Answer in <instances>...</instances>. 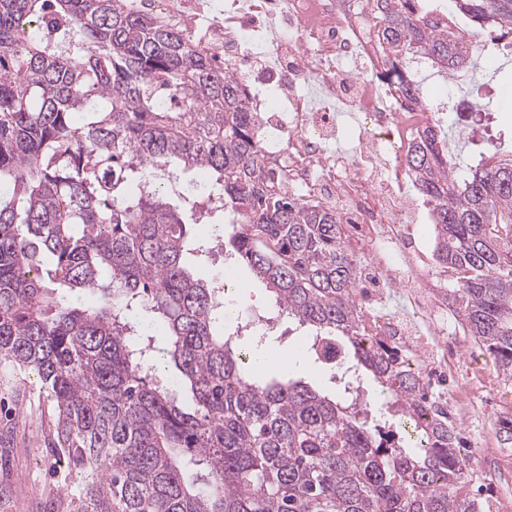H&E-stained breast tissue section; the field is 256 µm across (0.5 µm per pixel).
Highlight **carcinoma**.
Returning a JSON list of instances; mask_svg holds the SVG:
<instances>
[{
  "label": "carcinoma",
  "mask_w": 512,
  "mask_h": 512,
  "mask_svg": "<svg viewBox=\"0 0 512 512\" xmlns=\"http://www.w3.org/2000/svg\"><path fill=\"white\" fill-rule=\"evenodd\" d=\"M380 5L389 74L428 110L408 61L464 74L472 42L413 0ZM454 12L512 35V0ZM246 96L244 78L123 0H0V366L48 393L56 460L79 477L69 512H485L448 405L400 347L363 348L343 224L279 188ZM405 164L455 277L448 300L512 380V158L490 150L462 173L427 123ZM226 210L234 255L313 330L316 358L351 372L343 399L252 378L255 352L224 330V281L189 268L207 249L187 226ZM47 278L97 303L70 307ZM156 352L174 385L149 372ZM366 375L415 450L360 420Z\"/></svg>",
  "instance_id": "carcinoma-1"
}]
</instances>
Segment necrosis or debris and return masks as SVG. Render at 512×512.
Returning <instances> with one entry per match:
<instances>
[{"label":"necrosis or debris","mask_w":512,"mask_h":512,"mask_svg":"<svg viewBox=\"0 0 512 512\" xmlns=\"http://www.w3.org/2000/svg\"><path fill=\"white\" fill-rule=\"evenodd\" d=\"M265 18L282 23L266 74L279 94L259 122L266 160L282 171L284 188L304 202L335 209L349 231L367 242L369 263L385 269L392 255H399L408 261V285L431 287L419 264L409 261L405 229L394 218L415 199L402 173L388 178L386 194L373 171L379 155L405 154L424 122L420 109L387 75L377 0H259L255 11L239 9L215 22L214 40L201 47L245 73L249 58L242 45ZM351 59L362 61L361 72L343 70ZM311 83L361 112L357 163L325 155L322 144L335 135L336 124L328 110L313 108L299 95V88Z\"/></svg>","instance_id":"obj_1"}]
</instances>
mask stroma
I'll list each match as a JSON object with an SVG mask.
<instances>
[{
	"label": "stroma",
	"mask_w": 512,
	"mask_h": 512,
	"mask_svg": "<svg viewBox=\"0 0 512 512\" xmlns=\"http://www.w3.org/2000/svg\"><path fill=\"white\" fill-rule=\"evenodd\" d=\"M232 0H190L181 28L191 40L204 38L212 23L223 19ZM456 26L471 40L485 44L476 70L466 74L461 88L472 98L487 97L495 109L492 119L472 120L462 127L452 110L460 90L452 80L419 70L429 97L442 109L436 117L448 128V155L461 165L477 164L488 145H495L500 158L512 157V45L507 40L492 41L489 31L473 27L464 15H456ZM364 318H397L412 307L409 296L397 283L372 277L357 292ZM227 307L239 312L242 323L277 316L273 295L253 274L242 271L238 285L224 296ZM448 333L435 335L430 329L411 325L406 340L411 356L424 370L433 392L461 399L467 410L461 415V437L479 479L476 483L486 497V512H512V438L502 433L504 423H512V380H504L480 348L464 330L453 309H446ZM279 318L269 341L271 348L287 350L291 379L315 387L322 394L338 397L342 384L332 382L330 372L304 349L308 329L288 318ZM53 409L39 378L26 370L0 374V484L9 493L0 498V512H43L47 503L58 499L67 487L78 484L76 475L53 471L48 440L53 431Z\"/></svg>",
	"instance_id": "obj_1"
}]
</instances>
